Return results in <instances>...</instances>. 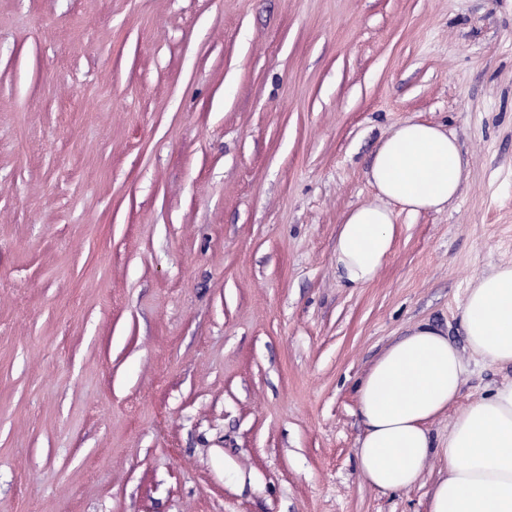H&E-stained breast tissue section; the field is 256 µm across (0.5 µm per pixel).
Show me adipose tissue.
Instances as JSON below:
<instances>
[{
	"label": "adipose tissue",
	"mask_w": 512,
	"mask_h": 512,
	"mask_svg": "<svg viewBox=\"0 0 512 512\" xmlns=\"http://www.w3.org/2000/svg\"><path fill=\"white\" fill-rule=\"evenodd\" d=\"M463 173L457 140L444 127L411 120L393 129L370 167L375 200L351 209L336 238L345 287L372 283L391 255L393 205L440 210L457 197ZM460 320L483 363L512 365V264L473 279ZM465 371L459 351L426 323L373 362L355 388L364 426L357 468L372 488H412L439 455L448 472L434 485L429 512H512V382L461 407ZM451 408L448 443L434 447L428 425Z\"/></svg>",
	"instance_id": "adipose-tissue-1"
}]
</instances>
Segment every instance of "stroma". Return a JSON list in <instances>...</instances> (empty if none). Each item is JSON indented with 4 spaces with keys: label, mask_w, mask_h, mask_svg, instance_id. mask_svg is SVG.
<instances>
[{
    "label": "stroma",
    "mask_w": 512,
    "mask_h": 512,
    "mask_svg": "<svg viewBox=\"0 0 512 512\" xmlns=\"http://www.w3.org/2000/svg\"><path fill=\"white\" fill-rule=\"evenodd\" d=\"M448 127L346 288L380 141ZM512 263V0H0V512H428L381 492L354 385L415 326L512 381L460 307ZM463 165L456 138L442 126L407 121L381 142L369 171L376 199L351 209L336 238V267L347 288L372 283L395 245L394 212L439 211L457 197Z\"/></svg>",
    "instance_id": "stroma-1"
}]
</instances>
